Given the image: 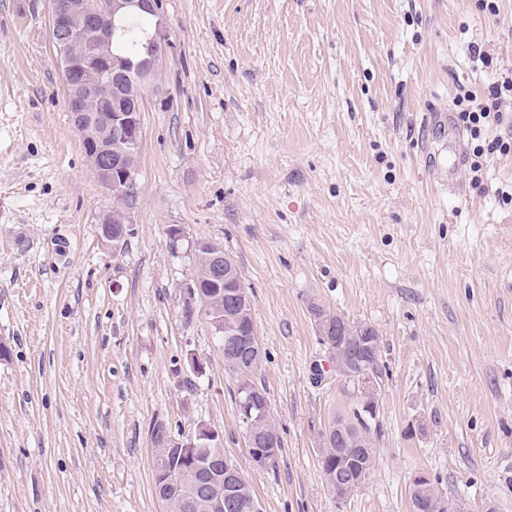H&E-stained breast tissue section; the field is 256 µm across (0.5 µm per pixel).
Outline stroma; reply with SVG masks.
I'll list each match as a JSON object with an SVG mask.
<instances>
[{
  "label": "stroma",
  "mask_w": 512,
  "mask_h": 512,
  "mask_svg": "<svg viewBox=\"0 0 512 512\" xmlns=\"http://www.w3.org/2000/svg\"><path fill=\"white\" fill-rule=\"evenodd\" d=\"M498 6L494 20L480 0H164L174 46L115 251L50 0H0V512H165L158 422L177 440L216 429L262 512H412L419 470L454 512H512V152L475 178L454 131H430L429 159L418 146L426 112L512 69V0ZM200 240L251 295L272 466L248 453L237 381L189 293ZM313 299L382 340L376 465L341 504L320 433L356 397Z\"/></svg>",
  "instance_id": "1"
}]
</instances>
